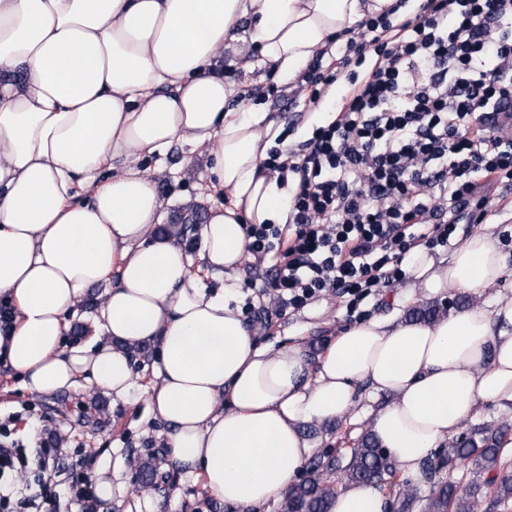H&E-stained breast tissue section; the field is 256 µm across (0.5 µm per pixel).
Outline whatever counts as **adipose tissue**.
I'll use <instances>...</instances> for the list:
<instances>
[{
	"mask_svg": "<svg viewBox=\"0 0 512 512\" xmlns=\"http://www.w3.org/2000/svg\"><path fill=\"white\" fill-rule=\"evenodd\" d=\"M395 0H0V358L50 395L94 384L122 399L132 348L157 350L149 401L168 425L165 458L214 497L264 512L311 457L314 423L365 419L403 474L491 401L512 402V296L497 293L505 256L491 232L452 254L418 248L395 309L341 330L318 362L294 343L262 345L242 314L239 270L250 224H282L289 194L263 166L283 130L271 113L229 102L242 69L289 80L338 36ZM208 155L224 204L197 225L203 275L146 159L172 146ZM93 183L90 199L76 188ZM114 284H107L108 275ZM219 282L212 288L205 277ZM104 284L90 347L64 350L66 314ZM494 291L492 308L427 324L401 312L450 293ZM386 397L370 409L368 401ZM351 484L331 512H388Z\"/></svg>",
	"mask_w": 512,
	"mask_h": 512,
	"instance_id": "obj_1",
	"label": "adipose tissue"
}]
</instances>
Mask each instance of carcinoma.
<instances>
[{"mask_svg":"<svg viewBox=\"0 0 512 512\" xmlns=\"http://www.w3.org/2000/svg\"><path fill=\"white\" fill-rule=\"evenodd\" d=\"M443 310L436 305L415 307L409 319L433 323L441 318ZM503 431L486 429L479 437L465 439L451 449L448 458L439 463L429 462L428 467L438 471L457 465L466 468L474 479L462 486L456 482L439 480L430 491L426 512H476L486 484L495 485L496 495L501 499L512 497V474L502 460ZM336 476L346 484H366L382 488L396 487L397 469L390 456L378 445L370 433H365L349 459L334 455L317 456L307 466V476L292 485L283 502V512H331L336 489L327 483L324 475ZM491 475L489 480L482 475Z\"/></svg>","mask_w":512,"mask_h":512,"instance_id":"cac0c4a2","label":"carcinoma"}]
</instances>
